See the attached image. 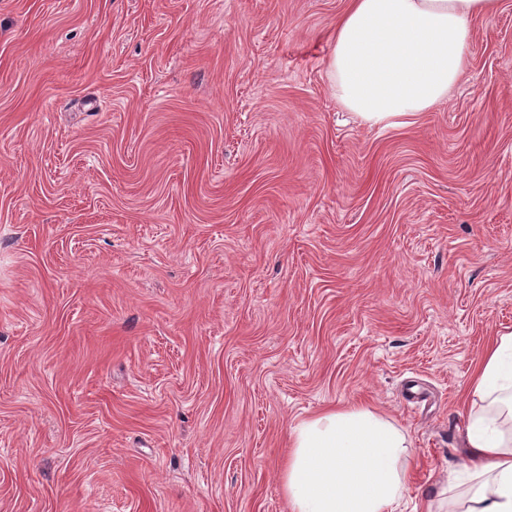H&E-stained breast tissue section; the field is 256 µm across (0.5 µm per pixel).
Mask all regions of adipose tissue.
Here are the masks:
<instances>
[{
  "mask_svg": "<svg viewBox=\"0 0 512 512\" xmlns=\"http://www.w3.org/2000/svg\"><path fill=\"white\" fill-rule=\"evenodd\" d=\"M501 0H346L327 62L338 104L369 126H394L447 102L463 75L471 24ZM465 428L471 484L456 512H512V333L471 380ZM411 441L367 407L323 412L291 433L283 471L292 512H395Z\"/></svg>",
  "mask_w": 512,
  "mask_h": 512,
  "instance_id": "adipose-tissue-1",
  "label": "adipose tissue"
}]
</instances>
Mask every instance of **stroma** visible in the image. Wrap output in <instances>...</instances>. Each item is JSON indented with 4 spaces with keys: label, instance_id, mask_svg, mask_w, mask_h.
Instances as JSON below:
<instances>
[{
    "label": "stroma",
    "instance_id": "35a3bbf8",
    "mask_svg": "<svg viewBox=\"0 0 512 512\" xmlns=\"http://www.w3.org/2000/svg\"><path fill=\"white\" fill-rule=\"evenodd\" d=\"M345 0H0V512H290L303 419L404 428L470 482L512 332V0L449 101L370 127Z\"/></svg>",
    "mask_w": 512,
    "mask_h": 512
}]
</instances>
